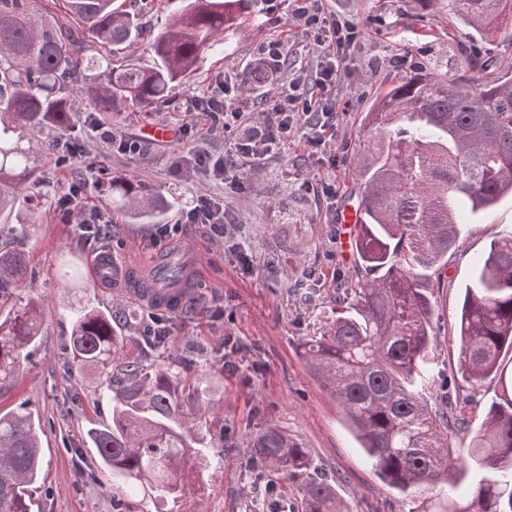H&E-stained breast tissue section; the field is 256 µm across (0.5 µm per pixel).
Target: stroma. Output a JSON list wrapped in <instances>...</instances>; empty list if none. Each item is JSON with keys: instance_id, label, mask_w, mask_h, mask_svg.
Segmentation results:
<instances>
[{"instance_id": "35a3bbf8", "label": "stroma", "mask_w": 512, "mask_h": 512, "mask_svg": "<svg viewBox=\"0 0 512 512\" xmlns=\"http://www.w3.org/2000/svg\"><path fill=\"white\" fill-rule=\"evenodd\" d=\"M294 8L293 0H253L260 26L245 22L226 30L223 53L206 54L173 97L181 101L208 93L224 72L248 70L272 42L283 43L291 71L301 75L305 89H313L319 50L303 21L293 17ZM319 8L327 18L358 29L336 83V125L327 133L326 147H309L297 136L266 165L242 168L249 190H233L188 165L178 174L171 169L177 154H223L225 132L206 116L197 118L184 140L166 141L145 138L143 127L152 122L179 130L181 111L100 113L68 133L76 150L69 166L46 152V132L24 138L36 176L50 183L46 213L23 236L5 232L18 215H0V247L25 257L23 293L40 299L46 312L41 341L31 349L26 369L13 386L0 390V411L25 413L34 421L43 458L34 512H170L174 506L180 512H245L250 503L256 512H297L298 483L252 468L248 460L251 434L270 423L308 448L313 468L332 483L343 512H408L402 497L376 477L339 404L309 371L298 346L331 318L338 291L354 273V261L340 256L337 220L353 187L351 163L363 113L382 89L422 67L433 64L440 74L461 75L467 49L512 73V46L470 35L445 9L408 22L415 12L412 0H321ZM105 131L139 139L141 155L113 152L101 138ZM114 176L138 179L168 199L167 223H178L199 195L223 202L230 220L222 239L204 225L183 226L181 241L200 248L202 266L189 305L170 316L164 348H154L146 336L148 308L124 298L125 270H145L177 255L178 244L154 246L156 225L133 223L114 224L109 234L88 243L56 205L79 177L87 182L85 207L109 212V200L96 185ZM461 220L470 230L448 253L436 309L441 329L430 358L439 373L452 377L448 396L475 429L488 405L512 386V351L503 357L502 373L475 385L461 381L456 323L477 260L496 235L512 231V197ZM240 245L253 258L251 272L237 261ZM103 250L111 253L112 282L100 288L88 262ZM86 303L125 318L128 352L171 365L180 384L201 380L209 387L199 403V440L207 463L197 490L179 504L124 485L100 465L89 442V429L111 424L112 403L101 395L99 376L72 368L68 357L71 314Z\"/></svg>"}]
</instances>
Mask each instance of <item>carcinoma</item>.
Masks as SVG:
<instances>
[{
	"label": "carcinoma",
	"mask_w": 512,
	"mask_h": 512,
	"mask_svg": "<svg viewBox=\"0 0 512 512\" xmlns=\"http://www.w3.org/2000/svg\"><path fill=\"white\" fill-rule=\"evenodd\" d=\"M115 0H63L67 22L31 0H0V213H24L11 231L39 221L50 185L34 176L19 143L29 132H64L98 112L149 114L169 106L170 90L224 43V30L249 14L251 0H183L149 44L152 63H84L90 38L114 53L142 36L139 14ZM440 5L485 40L512 46V0H414ZM464 77L427 68L407 74L364 113L352 179L360 196V232L352 284L336 300V318L299 344L313 376L342 407L347 425L377 476L410 504L409 512H512V397L494 402L471 437L470 458L483 468L460 495L436 492L463 460L448 438L469 424L431 402L428 368L436 335L434 289L445 257L464 232L459 215L486 211L512 194V76L464 57ZM112 213L155 221L165 212L156 192L134 178L108 183ZM27 274L18 253L0 249V387L15 381L36 344L44 307L19 288ZM164 286L181 281L179 264L160 268ZM457 343L462 376L477 383L498 372L512 350V233L490 242L461 304ZM73 365H111L102 396L112 426L89 430L100 463L144 493L175 501L197 481L179 468L191 458L186 434L206 393L175 385L162 365L124 354L112 312L73 311ZM251 458L300 482L301 512H341L334 487L312 471L308 449L275 425L250 442ZM40 453L31 416H0V512H32Z\"/></svg>",
	"instance_id": "carcinoma-1"
}]
</instances>
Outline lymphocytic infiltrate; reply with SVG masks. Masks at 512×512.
Returning a JSON list of instances; mask_svg holds the SVG:
<instances>
[{"label": "lymphocytic infiltrate", "instance_id": "f902f5d3", "mask_svg": "<svg viewBox=\"0 0 512 512\" xmlns=\"http://www.w3.org/2000/svg\"><path fill=\"white\" fill-rule=\"evenodd\" d=\"M298 15L322 49L317 58L319 76L315 92L301 91L300 80L289 78L288 56L280 44L273 43L255 64L252 74L259 81L277 85V93L254 103L240 94L242 73L228 72L218 89L210 94L217 104L211 120L225 128L233 127L234 135L223 155L198 150L192 158L198 170L227 181L238 190L246 188L238 174V164L271 158L298 133L310 145L324 146L325 133L336 118L337 103L332 92L341 76L345 52L355 42L357 32L354 27L321 16L313 6L299 8ZM186 224H206L216 233H223V203L206 197L191 201L183 210L180 223L158 230V240H173Z\"/></svg>", "mask_w": 512, "mask_h": 512}]
</instances>
